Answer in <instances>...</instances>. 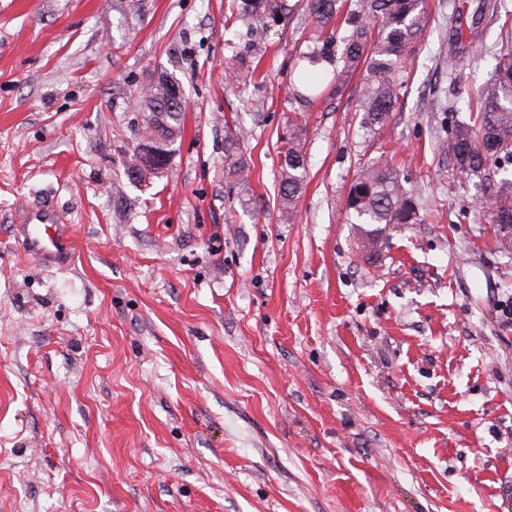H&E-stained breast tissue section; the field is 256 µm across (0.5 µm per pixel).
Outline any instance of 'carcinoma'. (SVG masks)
I'll list each match as a JSON object with an SVG mask.
<instances>
[{"instance_id":"carcinoma-1","label":"carcinoma","mask_w":512,"mask_h":512,"mask_svg":"<svg viewBox=\"0 0 512 512\" xmlns=\"http://www.w3.org/2000/svg\"><path fill=\"white\" fill-rule=\"evenodd\" d=\"M309 29L310 49L303 56L308 66L327 64L330 77H312L307 66L296 74L303 91L296 93L299 107L292 120V132L280 165V204L286 211L295 209L306 176L304 152L306 123L304 107L315 99H340L352 76L363 72V85L357 99V111L363 115L366 129L386 123L400 105V94L409 83L410 65L426 27V0H299ZM294 11L288 0H228L225 23L242 25L253 46L254 56L261 55L268 28ZM344 30L338 35V30ZM464 31L456 11L448 16V56L459 55ZM494 78L476 90L475 110L469 121L456 124L439 143L440 153L458 176L471 179L490 163L512 159V35L496 43ZM225 70L235 82L253 79V72L243 58L234 54L225 58ZM181 83L166 75L148 80L139 101L144 112H163L168 137L152 144L157 152L153 163L137 172L126 168L133 179L147 173L162 172L173 145L181 136L184 96L177 93ZM491 217L495 224L512 225V191L491 190ZM343 208L353 212L360 224V249L369 257L384 245V235L394 224H418L420 207L400 170L385 155L360 167L350 185Z\"/></svg>"}]
</instances>
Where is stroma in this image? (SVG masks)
Returning <instances> with one entry per match:
<instances>
[{
  "mask_svg": "<svg viewBox=\"0 0 512 512\" xmlns=\"http://www.w3.org/2000/svg\"><path fill=\"white\" fill-rule=\"evenodd\" d=\"M452 2L478 23L453 62ZM428 3L400 112L364 134L355 80L308 108L288 215L300 16L238 86L226 0H0V512H512V256L484 201L512 165L462 181L435 149L501 23ZM161 68L183 133L137 183L135 99ZM383 154L423 221L370 261L341 201ZM20 200L69 215V269L16 245Z\"/></svg>",
  "mask_w": 512,
  "mask_h": 512,
  "instance_id": "stroma-1",
  "label": "stroma"
}]
</instances>
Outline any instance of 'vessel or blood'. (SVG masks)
Masks as SVG:
<instances>
[{"label": "vessel or blood", "mask_w": 512, "mask_h": 512, "mask_svg": "<svg viewBox=\"0 0 512 512\" xmlns=\"http://www.w3.org/2000/svg\"><path fill=\"white\" fill-rule=\"evenodd\" d=\"M18 243L29 258L47 266L67 267L74 242L67 225L50 208H30L16 227Z\"/></svg>", "instance_id": "obj_1"}]
</instances>
